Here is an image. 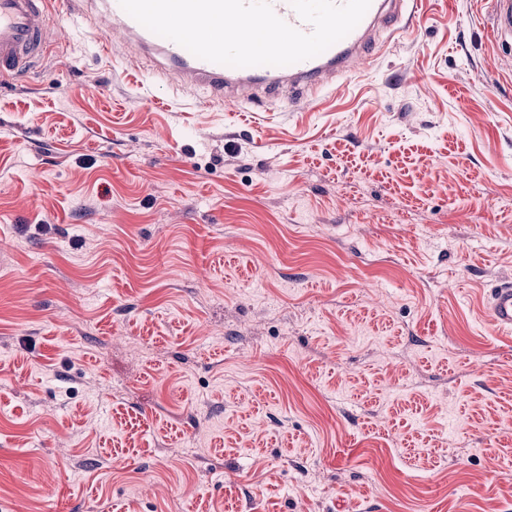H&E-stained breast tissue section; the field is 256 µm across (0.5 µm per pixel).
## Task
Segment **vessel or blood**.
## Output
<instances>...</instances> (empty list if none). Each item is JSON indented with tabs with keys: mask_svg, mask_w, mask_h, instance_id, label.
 <instances>
[{
	"mask_svg": "<svg viewBox=\"0 0 512 512\" xmlns=\"http://www.w3.org/2000/svg\"><path fill=\"white\" fill-rule=\"evenodd\" d=\"M77 0H0V78L28 71L38 65L48 43L51 4L71 10ZM81 16L88 27L104 36L120 34L141 50L160 55L177 73L180 89L203 87L219 99H239L259 90L284 88L300 97L324 87L339 71L354 73L372 55L371 34L377 27L407 32L418 11L416 0H371L360 23L321 54L287 66L232 67L194 56L183 46L157 35L127 14L119 0H86ZM275 14L301 32H311L290 0H270ZM490 43H512V0H491ZM490 317L502 330L512 331V283L494 288Z\"/></svg>",
	"mask_w": 512,
	"mask_h": 512,
	"instance_id": "b4317fda",
	"label": "vessel or blood"
}]
</instances>
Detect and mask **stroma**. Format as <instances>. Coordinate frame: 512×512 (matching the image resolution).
I'll use <instances>...</instances> for the list:
<instances>
[{
    "label": "stroma",
    "instance_id": "stroma-1",
    "mask_svg": "<svg viewBox=\"0 0 512 512\" xmlns=\"http://www.w3.org/2000/svg\"><path fill=\"white\" fill-rule=\"evenodd\" d=\"M489 7L295 105L52 15L0 81V512H512ZM490 317L502 330L512 331V283L505 282L494 288L490 299Z\"/></svg>",
    "mask_w": 512,
    "mask_h": 512
}]
</instances>
